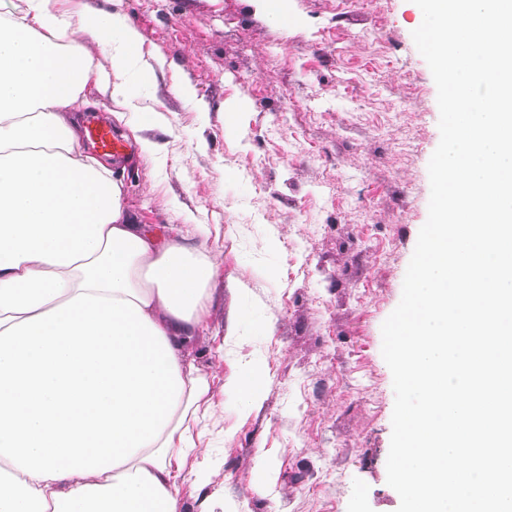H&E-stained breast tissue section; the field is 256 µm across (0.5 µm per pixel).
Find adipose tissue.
<instances>
[{"mask_svg":"<svg viewBox=\"0 0 512 512\" xmlns=\"http://www.w3.org/2000/svg\"><path fill=\"white\" fill-rule=\"evenodd\" d=\"M54 0H0V512H181L212 473L189 422L209 392L192 354L216 263L132 223L122 184L80 148L96 82Z\"/></svg>","mask_w":512,"mask_h":512,"instance_id":"1","label":"adipose tissue"}]
</instances>
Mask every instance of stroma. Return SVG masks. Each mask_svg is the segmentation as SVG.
Instances as JSON below:
<instances>
[{
	"label": "stroma",
	"instance_id": "35a3bbf8",
	"mask_svg": "<svg viewBox=\"0 0 512 512\" xmlns=\"http://www.w3.org/2000/svg\"><path fill=\"white\" fill-rule=\"evenodd\" d=\"M141 42L113 72L127 107L87 87L83 119L126 144L105 157L136 223L188 235L219 266L197 360L210 380L214 476L180 481L182 512H397L394 407L381 327L428 217L437 88L413 0H57ZM158 142L155 155L139 142ZM260 318L230 325L235 310ZM264 364L258 409L231 379Z\"/></svg>",
	"mask_w": 512,
	"mask_h": 512
}]
</instances>
